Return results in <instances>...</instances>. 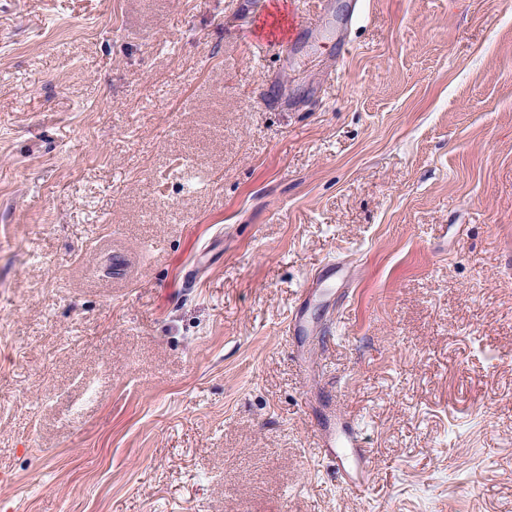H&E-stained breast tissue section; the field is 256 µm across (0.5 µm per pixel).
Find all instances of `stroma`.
Instances as JSON below:
<instances>
[{"instance_id":"stroma-1","label":"stroma","mask_w":512,"mask_h":512,"mask_svg":"<svg viewBox=\"0 0 512 512\" xmlns=\"http://www.w3.org/2000/svg\"><path fill=\"white\" fill-rule=\"evenodd\" d=\"M0 512H512V0H0ZM320 445L325 448L329 454L327 458L332 464L337 461L338 470L341 472L342 484L345 485L346 490L351 494L362 497L365 494L366 488L363 480L354 476L352 472L345 469L346 459L343 455H336V446L338 448H355L352 449V454L357 462V469L366 460V450L360 443L357 436L353 435L343 423L336 427V422L328 430L319 434Z\"/></svg>"}]
</instances>
